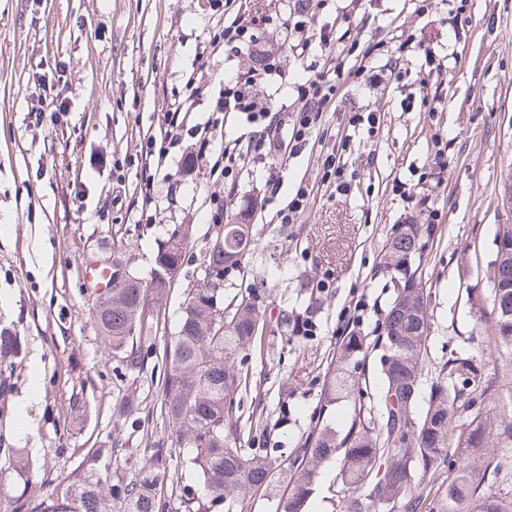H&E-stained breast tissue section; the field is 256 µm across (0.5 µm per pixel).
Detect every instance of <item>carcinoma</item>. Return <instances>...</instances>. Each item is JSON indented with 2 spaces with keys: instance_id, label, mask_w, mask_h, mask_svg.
Instances as JSON below:
<instances>
[{
  "instance_id": "obj_1",
  "label": "carcinoma",
  "mask_w": 512,
  "mask_h": 512,
  "mask_svg": "<svg viewBox=\"0 0 512 512\" xmlns=\"http://www.w3.org/2000/svg\"><path fill=\"white\" fill-rule=\"evenodd\" d=\"M250 206L239 211L244 222L222 224L224 250L210 248L203 260V283L188 290L178 329L162 358L161 411L168 422L166 444L150 447L129 479L110 483L91 462L63 487L52 492L29 483L30 461L17 448L0 406V473L14 472L28 483L15 499L0 497V512H162L158 491L173 481L174 459L191 473L202 493L187 488L184 512H232L258 492L278 494L276 512H306L316 493L323 463L339 461L340 512H512L507 491L512 470V416L492 425L485 404L499 398L493 385L478 376L473 359L455 356L435 372L428 396L421 394L427 367L430 295L422 285L437 228L401 224L389 237L383 267L394 272L395 297L374 339L356 331L339 340L336 358L326 373L321 407L353 402L350 424L338 431L314 426L295 454L284 460L244 448L241 395L249 389L245 362L256 353L267 319L255 292L224 295V276L241 267L257 245L253 225L245 222ZM187 233L174 226L142 280L103 290L93 318L112 341L113 354L130 370L144 372L140 340L153 327V304L167 288H151L152 272L177 246L186 258ZM498 287L484 298L486 341L482 357L499 361L512 349V268L491 272ZM27 338L15 327L0 325V398L13 387L15 364ZM375 351L382 352L374 385H360L359 369ZM457 459H448V448ZM439 476L434 491L421 480Z\"/></svg>"
}]
</instances>
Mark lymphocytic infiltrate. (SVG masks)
<instances>
[{
    "label": "lymphocytic infiltrate",
    "instance_id": "lymphocytic-infiltrate-1",
    "mask_svg": "<svg viewBox=\"0 0 512 512\" xmlns=\"http://www.w3.org/2000/svg\"><path fill=\"white\" fill-rule=\"evenodd\" d=\"M262 23L259 17L248 21L237 17L225 23L223 29L211 39L213 50H224L238 60L237 72L225 77L223 90L211 100V111L239 112L259 126L245 153H237L228 145L219 151H212L211 139L205 130L195 126L185 127L180 117L182 109L175 105L170 106L164 114V137L169 145L175 147L181 144L183 136H191L196 141L197 158L208 162L211 173L227 178L232 177L243 154L275 160L277 167L268 172L265 181V192L273 198L283 188L281 168L286 167L298 154L321 142L327 114L335 106L341 87L368 75L369 60L381 45L377 42L364 47L356 43L343 44L336 37L334 27L315 25L313 12L307 9L300 11L293 25L294 32L299 35L294 49L300 56L313 50L320 51L326 58V64L305 80L294 83L292 91L297 106L293 111H276L268 101L250 90L251 84L261 75L271 74L278 68L276 55L268 50L261 51L259 66H250L246 58L245 51L256 45V29Z\"/></svg>",
    "mask_w": 512,
    "mask_h": 512
}]
</instances>
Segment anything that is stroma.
Instances as JSON below:
<instances>
[{"mask_svg": "<svg viewBox=\"0 0 512 512\" xmlns=\"http://www.w3.org/2000/svg\"><path fill=\"white\" fill-rule=\"evenodd\" d=\"M463 3L458 15L450 0H434L423 14L415 0H365L348 20L331 5L317 13V22H334L347 44L397 30L422 40L443 58L440 105L433 113L403 105L425 76L416 54L375 55L374 64L390 71L387 81L343 88L321 143L326 151L337 147L352 106L380 113L373 142L357 150L353 193L317 195L296 223L285 225L275 213L299 185L319 183L316 156L291 160L281 194L270 200L267 164L249 162L230 181L201 161L186 174L179 146L156 174L146 208L136 148L145 133H158L167 103L186 101L189 78L204 79L194 120H211L207 101L237 63L210 54V39L238 13L267 17L259 46L279 58V71L252 83V92L276 109L293 105L289 82L323 64L288 45L297 0H0V322L27 338L5 406L34 483L54 490L97 449L115 446L122 454L111 476L128 478L146 441L167 439L162 388L113 354L92 319L98 291L84 270L118 257L148 272L167 229L190 226L185 262L151 332L154 351L163 353L186 293L204 276L216 199L228 222L252 203L259 243L255 257L226 279V292L244 291L260 273L268 323L280 310L293 316L310 309L316 324L312 336L266 332L264 357L250 359L251 390L265 395L267 410L245 447L286 457L318 420L345 426L351 403L320 407L338 329L358 302L359 331L374 333L393 293L380 265L383 246L396 225L428 221L427 212L393 195L391 183L416 184L437 142L445 165L431 201L444 222L424 267L432 298L429 364L460 353L477 362L483 377L512 388V352L496 364L481 357L478 306L497 257L498 228L512 224V0ZM51 69L66 80L69 106L36 126L29 116L35 83ZM326 277L330 288L316 291ZM76 399L82 408L73 407Z\"/></svg>", "mask_w": 512, "mask_h": 512, "instance_id": "obj_1", "label": "stroma"}]
</instances>
